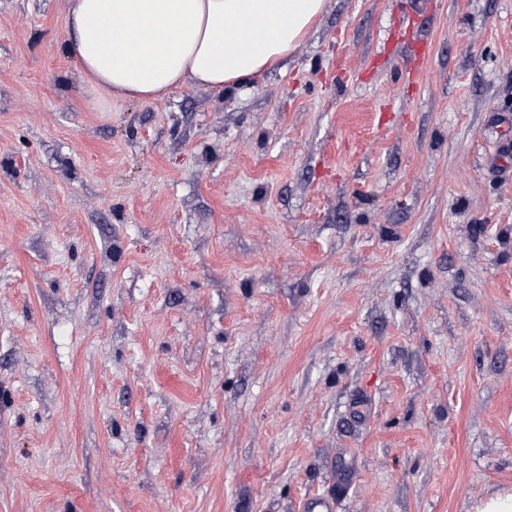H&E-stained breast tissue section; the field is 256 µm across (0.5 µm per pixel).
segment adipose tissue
Instances as JSON below:
<instances>
[{"label":"adipose tissue","mask_w":512,"mask_h":512,"mask_svg":"<svg viewBox=\"0 0 512 512\" xmlns=\"http://www.w3.org/2000/svg\"><path fill=\"white\" fill-rule=\"evenodd\" d=\"M326 0H71L67 51L104 109L187 83L222 92L270 71Z\"/></svg>","instance_id":"ef3b65f1"}]
</instances>
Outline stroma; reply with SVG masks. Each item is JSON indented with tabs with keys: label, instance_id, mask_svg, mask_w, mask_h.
Returning a JSON list of instances; mask_svg holds the SVG:
<instances>
[{
	"label": "stroma",
	"instance_id": "stroma-1",
	"mask_svg": "<svg viewBox=\"0 0 512 512\" xmlns=\"http://www.w3.org/2000/svg\"><path fill=\"white\" fill-rule=\"evenodd\" d=\"M68 7L0 0V512L512 491V0H326L109 112Z\"/></svg>",
	"mask_w": 512,
	"mask_h": 512
}]
</instances>
